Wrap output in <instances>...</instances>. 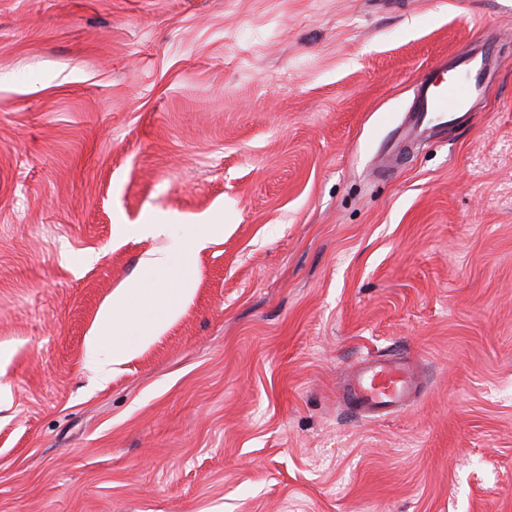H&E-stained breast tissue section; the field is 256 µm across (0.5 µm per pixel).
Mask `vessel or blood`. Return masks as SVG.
<instances>
[{
  "instance_id": "obj_1",
  "label": "vessel or blood",
  "mask_w": 512,
  "mask_h": 512,
  "mask_svg": "<svg viewBox=\"0 0 512 512\" xmlns=\"http://www.w3.org/2000/svg\"><path fill=\"white\" fill-rule=\"evenodd\" d=\"M493 72V60L485 48L473 47L437 63L416 86L400 141L413 140L435 127L460 124L465 110L479 98ZM417 388L411 364L380 358L361 361L345 383L349 400L371 415L404 405Z\"/></svg>"
}]
</instances>
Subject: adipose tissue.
Masks as SVG:
<instances>
[{
  "mask_svg": "<svg viewBox=\"0 0 512 512\" xmlns=\"http://www.w3.org/2000/svg\"><path fill=\"white\" fill-rule=\"evenodd\" d=\"M191 292L189 280H182L178 289L159 288L148 290L138 280H128L120 284L98 314L92 330L89 347L94 355L95 367L99 374L109 375L114 366L130 358L136 347L148 345L155 336L171 323L179 314L180 307L175 303V296H185ZM147 302L157 306L161 312L160 319L145 328H138L135 321L134 306ZM138 331L137 345H130L127 335Z\"/></svg>",
  "mask_w": 512,
  "mask_h": 512,
  "instance_id": "1",
  "label": "adipose tissue"
}]
</instances>
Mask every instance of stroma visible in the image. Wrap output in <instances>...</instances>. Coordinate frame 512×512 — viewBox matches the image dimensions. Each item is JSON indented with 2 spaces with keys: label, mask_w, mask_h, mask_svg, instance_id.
Masks as SVG:
<instances>
[{
  "label": "stroma",
  "mask_w": 512,
  "mask_h": 512,
  "mask_svg": "<svg viewBox=\"0 0 512 512\" xmlns=\"http://www.w3.org/2000/svg\"><path fill=\"white\" fill-rule=\"evenodd\" d=\"M473 42L479 107L387 153ZM187 274L100 379L113 290ZM386 350L417 401L360 414ZM0 512H512V0H0ZM204 226L202 233L184 239L180 242L178 250L181 253H197L205 249L212 242L214 235L224 232L223 225L220 224H199Z\"/></svg>",
  "instance_id": "35a3bbf8"
}]
</instances>
